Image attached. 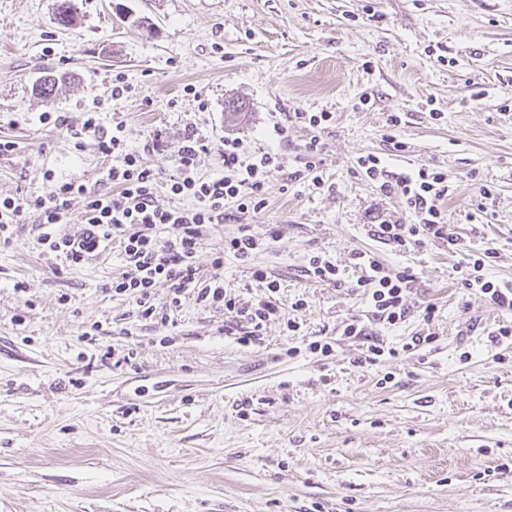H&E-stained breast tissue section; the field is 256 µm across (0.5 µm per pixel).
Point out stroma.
Here are the masks:
<instances>
[{"mask_svg":"<svg viewBox=\"0 0 512 512\" xmlns=\"http://www.w3.org/2000/svg\"><path fill=\"white\" fill-rule=\"evenodd\" d=\"M74 2L66 29L58 0H0V140L15 144L0 154V198L100 187L105 158L68 133L91 112L104 130L124 123L142 164L166 176L189 126L207 145L206 176L228 137L248 159L277 153L268 204L249 217L277 238L248 262L224 255L239 223L229 203L196 264L244 300L264 296L251 268H266L279 314L252 347L191 298L155 324L112 292L119 248L63 270L36 224L15 225L0 244V512H512V343L488 337L512 315L457 271L491 247L485 276L512 281V0ZM48 74L61 81L38 95ZM118 75L131 91L116 99ZM233 99L246 104L235 120ZM44 112L68 127L40 123ZM298 112L332 115L327 190L305 175L312 131ZM393 112L403 123L391 133ZM367 154L394 172L447 170L457 249L373 237L404 212L355 173ZM361 251L415 281L404 321L368 320L365 338L344 340L346 320L367 311ZM316 254L340 286L308 278ZM428 332L434 342L411 347ZM326 337L331 355L311 353ZM373 344L396 354L366 361Z\"/></svg>","mask_w":512,"mask_h":512,"instance_id":"1","label":"stroma"}]
</instances>
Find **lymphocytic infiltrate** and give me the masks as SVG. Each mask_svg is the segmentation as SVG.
Listing matches in <instances>:
<instances>
[{"label": "lymphocytic infiltrate", "mask_w": 512, "mask_h": 512, "mask_svg": "<svg viewBox=\"0 0 512 512\" xmlns=\"http://www.w3.org/2000/svg\"><path fill=\"white\" fill-rule=\"evenodd\" d=\"M94 136L98 151L108 159L101 180L106 190L89 188L77 182H64L46 195L0 199V239L10 240L13 225L34 219L41 233L39 242L59 259L64 268L82 266L90 257L119 245L126 269L112 280L115 294L133 299L141 317L169 324L170 309L179 307L183 297L193 296L205 307L224 309L231 317L225 333H237V342L247 346L262 341V331L278 306L271 295L278 289L266 269H254V280L264 283L269 295L257 302L226 295L220 279L203 283L196 265L204 228L224 220V204L231 201L239 214L263 210L267 203L265 186L271 175L280 171L277 154L262 153L243 158L238 140L225 139L220 158L222 174L202 177L196 172V158L206 146L194 133H187L177 162V173L161 180L153 169L143 166L131 149L122 127L104 132L95 117H88L81 128L70 131L75 148H82L86 136ZM359 175L378 183L382 194L398 196L406 214L402 220H384L374 235L388 245L405 247L432 241L455 244L442 202L450 195L448 174L437 167L420 168L417 174L386 170L380 158L367 155L357 161ZM168 191L176 203L161 205V191ZM81 201L83 224L78 232L67 231V217L73 201ZM168 237H161V230ZM365 274L361 287L372 317L388 323L404 320L413 274L389 272L369 253H358ZM485 256L470 254L463 272L465 287L489 298L498 309L512 312V284L484 277ZM168 285L170 301L158 308L154 290Z\"/></svg>", "instance_id": "obj_1"}]
</instances>
